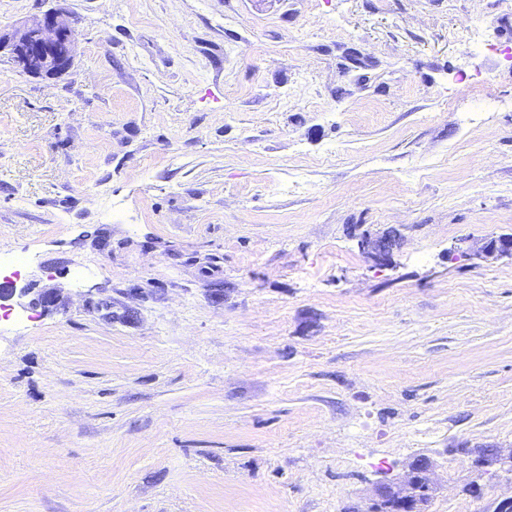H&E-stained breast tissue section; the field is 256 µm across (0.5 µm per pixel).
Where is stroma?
<instances>
[{"instance_id":"stroma-1","label":"stroma","mask_w":512,"mask_h":512,"mask_svg":"<svg viewBox=\"0 0 512 512\" xmlns=\"http://www.w3.org/2000/svg\"><path fill=\"white\" fill-rule=\"evenodd\" d=\"M0 512H427L512 474V0H0ZM359 62H351L350 52ZM395 229V266L360 236ZM112 304L111 315L98 301ZM480 494H473L472 484ZM75 29L71 18L49 11L35 17L9 39L11 59L26 73L53 76L71 63ZM504 257L512 260V234L492 235L479 243L467 246L457 243L448 248L449 262H455L461 258L488 261ZM485 453V448H479L476 458H482ZM478 469L489 473L491 470L494 472L501 470L506 472L512 471V451L508 455H504L498 448H487L485 456L478 462H473ZM434 470L435 463L430 457L414 458L408 463L404 477L384 480L376 485L366 511L382 512L392 508L395 512H423L421 493L433 494L437 489L433 480Z\"/></svg>"}]
</instances>
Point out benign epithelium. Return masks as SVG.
<instances>
[{
	"label": "benign epithelium",
	"instance_id": "7a95c632",
	"mask_svg": "<svg viewBox=\"0 0 512 512\" xmlns=\"http://www.w3.org/2000/svg\"><path fill=\"white\" fill-rule=\"evenodd\" d=\"M75 40V29L71 18L61 12L49 11L34 18L29 24L16 31L9 42L0 37V51L10 46L11 59L26 73L38 76H53L65 71L71 63ZM394 240L386 233L371 237L364 235L358 247L374 265L390 267L393 264ZM512 259V234L492 235L481 242L464 246L460 243L448 248V261L461 258L467 260ZM32 296L29 305L48 310L57 305L59 294L55 289H43L31 294V289L10 288L0 292V298ZM476 466L488 473L512 471V452L505 455L497 448L487 449L485 456ZM434 461L427 456H418L407 465L402 478L379 482L374 495L369 499L368 512H424L423 493H434Z\"/></svg>",
	"mask_w": 512,
	"mask_h": 512
}]
</instances>
